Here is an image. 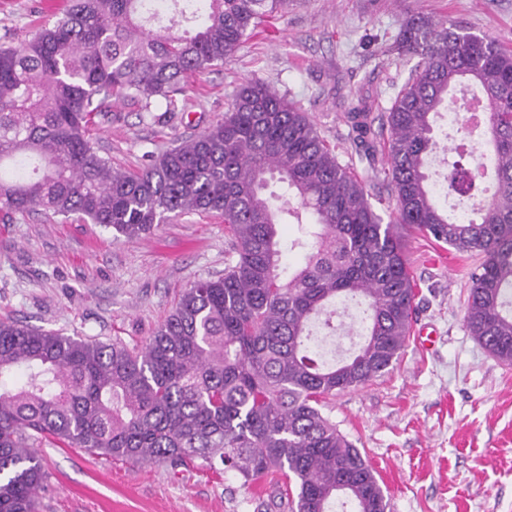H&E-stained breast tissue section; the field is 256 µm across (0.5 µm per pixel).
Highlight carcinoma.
Listing matches in <instances>:
<instances>
[{"instance_id":"obj_1","label":"carcinoma","mask_w":512,"mask_h":512,"mask_svg":"<svg viewBox=\"0 0 512 512\" xmlns=\"http://www.w3.org/2000/svg\"><path fill=\"white\" fill-rule=\"evenodd\" d=\"M288 0H68L30 40L0 47V219L78 216L129 238L191 213L224 217L232 260L186 289L140 346L64 336L0 320V512H39L37 448H74L173 471L234 470L273 487L264 512H391L367 459L325 414L328 400L384 375L403 354L416 296L405 246L413 230L482 256L465 325L512 365V51L446 19L408 18L396 50L416 60L381 129L384 167L341 163L286 96L241 88L224 120L139 171L89 139L111 100L172 104L189 76L231 59ZM459 86L479 89L491 184L459 167L448 189L484 202L468 223L439 209L428 157L434 124ZM359 142L370 113H351ZM384 174L394 208L366 186ZM282 196L267 193L269 181ZM301 231L284 267L279 226ZM361 308L362 342L329 362L338 305Z\"/></svg>"}]
</instances>
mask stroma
<instances>
[{
  "label": "stroma",
  "mask_w": 512,
  "mask_h": 512,
  "mask_svg": "<svg viewBox=\"0 0 512 512\" xmlns=\"http://www.w3.org/2000/svg\"><path fill=\"white\" fill-rule=\"evenodd\" d=\"M60 9L55 0H0V45L31 39ZM412 15L448 18L512 50V0H290L257 27L231 63L189 79L174 106L113 102L90 139L114 166L139 170L150 157L223 120L234 95L259 81L305 111L340 162L367 168L347 114L365 105L384 116L408 77L394 53ZM417 284L401 360L327 409L365 453L391 512H512V365L465 328L477 254L421 233L406 236ZM224 221L190 214L140 238L78 218L18 214L0 223V320L66 336L135 346L151 336L195 282L224 273ZM41 512H257L265 482L237 473L173 472L44 446Z\"/></svg>",
  "instance_id": "stroma-1"
}]
</instances>
